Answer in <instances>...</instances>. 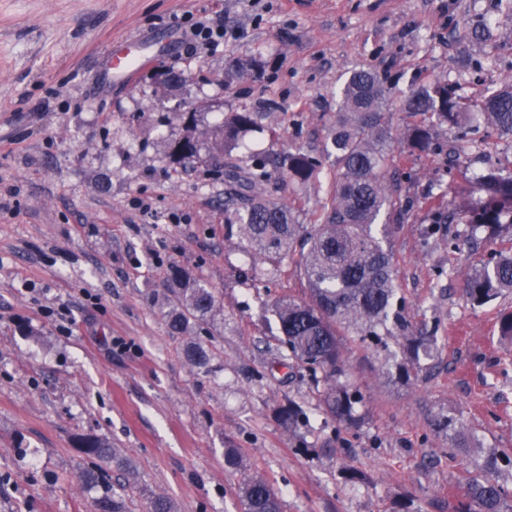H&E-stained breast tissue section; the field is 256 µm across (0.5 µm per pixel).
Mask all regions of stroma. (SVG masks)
Segmentation results:
<instances>
[{
	"instance_id": "35a3bbf8",
	"label": "stroma",
	"mask_w": 512,
	"mask_h": 512,
	"mask_svg": "<svg viewBox=\"0 0 512 512\" xmlns=\"http://www.w3.org/2000/svg\"><path fill=\"white\" fill-rule=\"evenodd\" d=\"M184 25L224 26L223 46L183 54ZM488 19L484 34L475 18ZM149 42L154 60L132 86L105 79L108 54ZM368 68L390 91L395 132L406 95L448 79L467 105L512 82V0H0V512H93L74 445L94 433L136 467L131 512L152 495L175 512H241L238 486L269 477L283 512H454L468 465L435 420L454 418L485 447L512 448V345L497 315L512 293L470 306L449 268L465 271L512 249V218L478 245L469 218L489 197L476 179L512 178V137L473 121L464 137L440 126L451 154L396 149L402 197L413 207L389 245L413 320L435 327V371L411 385L377 372L351 346L346 381L365 402L359 428L315 408L310 386L269 375L275 295L305 296L291 259L257 273L225 220L232 202L218 170L225 155L300 149L322 157L301 183L272 171L263 189L297 223H318L336 167L328 128L349 72ZM277 112H269L268 103ZM235 112L255 124L247 150L212 128ZM192 136L197 152L176 158ZM455 213L436 221L435 203ZM213 288L219 311L194 336L215 354L190 365L185 336L159 305L171 265ZM310 424L288 430L280 407ZM238 449L244 466H224ZM362 478L347 480V468Z\"/></svg>"
}]
</instances>
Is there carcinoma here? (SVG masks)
Segmentation results:
<instances>
[{"label": "carcinoma", "instance_id": "cac0c4a2", "mask_svg": "<svg viewBox=\"0 0 512 512\" xmlns=\"http://www.w3.org/2000/svg\"><path fill=\"white\" fill-rule=\"evenodd\" d=\"M481 108L488 123L512 134V84L486 98ZM403 110L415 121L404 131L402 148L427 156L442 151L434 137L433 120L459 128L469 116L467 106L456 100L453 87L440 79L412 92ZM390 112L389 92L382 79L370 69L353 71L328 129L336 179L330 206L319 224L296 223L288 206L262 195L261 178L269 167L284 168L290 178L304 182L320 173L321 159L300 150L257 155L256 170L249 173L239 171L232 162L224 163L231 198L237 201L227 217L228 233L236 234L253 256L274 268L287 254L297 257L296 267L306 283V297L281 293L272 301L279 330L276 364L289 370L290 377L301 372L313 387L318 407L348 429L362 423L357 411L362 395L342 381L346 345L375 347L380 367L394 362L396 379L411 383L424 369L423 362L434 358L438 340L426 323H417L408 315L406 299L396 284L392 250L384 246L396 225L379 223L381 215L394 214L400 219L412 206L410 200L397 195L386 177L394 160ZM251 124V113L237 112L212 134L229 144ZM506 213L512 214V181L498 186L496 196L473 213L471 223L496 228ZM461 288L475 308L512 290V256L472 265ZM217 310L212 289L182 268L170 267L162 315L171 333L184 334ZM385 336L394 340L398 350L383 342ZM183 355L199 369L211 361L209 347L194 337L184 345ZM278 416L290 430L308 423L307 413L293 403L282 407ZM76 447L94 461V468L81 474L89 485L105 483L103 464L130 469L127 459L96 434L79 436ZM457 447L470 456L457 512H512V492L498 479L501 463H512V458L503 449L485 448L472 434ZM239 499L242 512H282L273 483L262 476L245 478ZM93 503L94 512H130L123 485L105 487Z\"/></svg>", "mask_w": 512, "mask_h": 512}]
</instances>
